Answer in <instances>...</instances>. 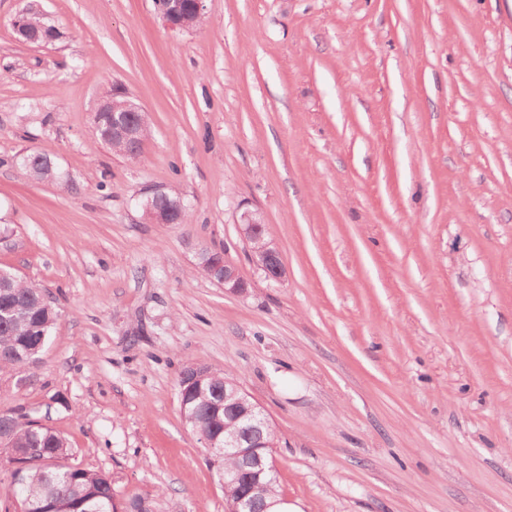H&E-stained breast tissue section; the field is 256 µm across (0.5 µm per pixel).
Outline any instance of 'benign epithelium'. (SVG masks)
I'll return each mask as SVG.
<instances>
[{"label":"benign epithelium","mask_w":512,"mask_h":512,"mask_svg":"<svg viewBox=\"0 0 512 512\" xmlns=\"http://www.w3.org/2000/svg\"><path fill=\"white\" fill-rule=\"evenodd\" d=\"M206 0H163L157 9V14L164 25L172 30H192L195 21L206 15ZM112 140L121 141L128 146L127 156L135 159L139 156L143 137L140 127L131 121L135 116L146 118L141 106L127 99H113L112 102ZM158 193L150 189L142 193V209L144 219L151 223L159 222L160 212L153 206L152 196ZM240 232L246 241L254 245V252L258 258L260 269L267 278L280 280L285 275L284 264L279 250L273 244L263 239V220L257 210H246L240 215ZM204 274L213 282L231 294H242L247 291L248 283L240 275L237 268L226 261L222 256H213L209 261L201 263ZM224 411L242 418L248 417L250 421L249 446L242 447L241 431L229 432L224 435V446L216 449V440L207 434H199L203 447L209 449V454L216 457L232 455L244 459V466L233 477V480L244 486V490L234 501L225 503V512H270V509L279 507L284 499L280 498L266 503L258 508L254 492L262 478L276 469L274 460L264 454L262 428L266 425L263 410L258 403L250 401L246 393L236 382L224 388Z\"/></svg>","instance_id":"obj_1"}]
</instances>
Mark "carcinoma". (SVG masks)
Segmentation results:
<instances>
[{
  "instance_id": "1",
  "label": "carcinoma",
  "mask_w": 512,
  "mask_h": 512,
  "mask_svg": "<svg viewBox=\"0 0 512 512\" xmlns=\"http://www.w3.org/2000/svg\"><path fill=\"white\" fill-rule=\"evenodd\" d=\"M95 141L121 153L124 147L112 142V116L102 115ZM16 165L26 177L48 181L58 177L54 159L48 153L17 156ZM170 193L159 208L164 221L187 224V205ZM58 320V311L44 289L23 281L15 272L0 269V375L39 361ZM235 381L233 371L215 370L201 386L179 401L180 413L190 430L224 434L240 423H230L224 411V384ZM0 444L19 453L22 466L14 475L7 495L23 512H122L138 508L139 496L116 500L114 479L105 471H95L69 463L72 456L67 439L28 413L0 414Z\"/></svg>"
}]
</instances>
